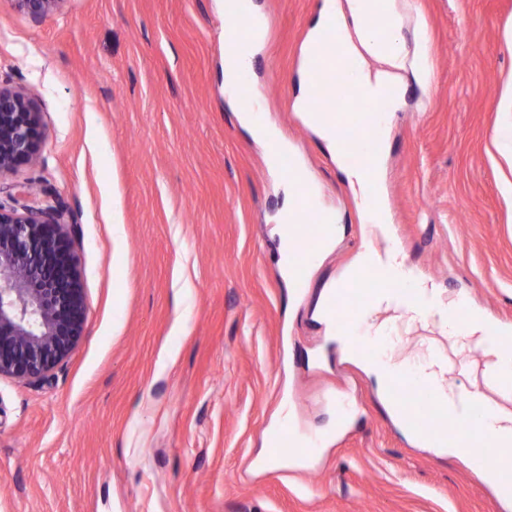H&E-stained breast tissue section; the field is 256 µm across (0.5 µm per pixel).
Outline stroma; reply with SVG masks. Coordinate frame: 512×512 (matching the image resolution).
<instances>
[{
    "mask_svg": "<svg viewBox=\"0 0 512 512\" xmlns=\"http://www.w3.org/2000/svg\"><path fill=\"white\" fill-rule=\"evenodd\" d=\"M323 0H252L269 28L243 95L224 88V0H62L35 19L0 0V84L37 104L36 160L0 201L45 187L65 211L86 321L38 380L0 377V512H512L466 458L412 444L376 381L320 317L363 248L347 182L296 107ZM403 35L433 73L403 75L384 188L405 264L442 298L512 326V0H407ZM424 28H417V19ZM288 146L340 237L305 288L280 266L295 200L267 159ZM359 409L336 432L332 396ZM325 436L298 466L267 459L282 422Z\"/></svg>",
    "mask_w": 512,
    "mask_h": 512,
    "instance_id": "obj_1",
    "label": "stroma"
}]
</instances>
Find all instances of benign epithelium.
Instances as JSON below:
<instances>
[{
	"mask_svg": "<svg viewBox=\"0 0 512 512\" xmlns=\"http://www.w3.org/2000/svg\"><path fill=\"white\" fill-rule=\"evenodd\" d=\"M42 18L61 0H12ZM39 111L21 89L0 85V174L36 159ZM85 325L83 288L57 205H0V377L45 376L79 342Z\"/></svg>",
	"mask_w": 512,
	"mask_h": 512,
	"instance_id": "1",
	"label": "benign epithelium"
}]
</instances>
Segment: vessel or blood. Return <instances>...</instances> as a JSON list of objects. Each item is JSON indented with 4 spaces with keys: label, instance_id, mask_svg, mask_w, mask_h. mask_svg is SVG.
<instances>
[{
    "label": "vessel or blood",
    "instance_id": "1",
    "mask_svg": "<svg viewBox=\"0 0 512 512\" xmlns=\"http://www.w3.org/2000/svg\"><path fill=\"white\" fill-rule=\"evenodd\" d=\"M324 49L313 52L311 67L324 105L319 115L321 121L330 122L338 117V104H345L355 114L354 122L343 126V147L349 162L356 168H368L371 160L363 147L364 138L371 133L369 120L381 112V105L370 98L354 81L337 78L336 73L345 69L347 60L343 45L333 36H326ZM285 175L298 199L295 210L284 214V233L293 242L290 260L297 278H304L315 262L320 250L326 221L320 209L312 180L302 168L290 166ZM376 288L388 296L400 299L401 311L406 317L416 314V296L411 289L401 287L393 271L372 266L361 271L351 281L330 290L323 303V311L330 322L333 334L339 335L361 356H369L371 347L357 334L359 324H370L373 301L369 289ZM465 362H449L445 353L435 351L433 366L435 378L421 382L405 372H388L384 398L395 413L396 421L405 429L410 439L419 445L428 444L439 450L454 449L465 457L475 456L472 447L474 429L465 417L447 418V404L442 389L444 374L448 370L464 372ZM317 441L301 442L282 428L268 450L272 460L292 459L305 462L317 452Z\"/></svg>",
    "mask_w": 512,
    "mask_h": 512
}]
</instances>
